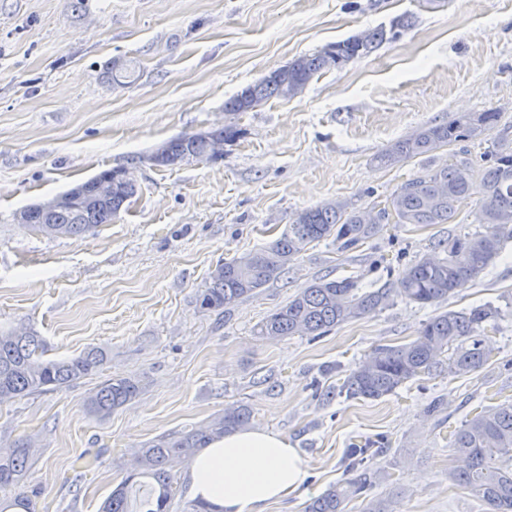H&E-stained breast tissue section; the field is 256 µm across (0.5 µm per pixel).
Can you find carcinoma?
I'll return each mask as SVG.
<instances>
[{"instance_id": "carcinoma-1", "label": "carcinoma", "mask_w": 512, "mask_h": 512, "mask_svg": "<svg viewBox=\"0 0 512 512\" xmlns=\"http://www.w3.org/2000/svg\"><path fill=\"white\" fill-rule=\"evenodd\" d=\"M408 14L395 18L389 31L374 29L336 42L312 54L299 56L270 72L262 80L238 91L224 104V111L249 112L263 102L290 100L324 71L370 55L387 39L407 30ZM112 80L130 78L126 62L113 58L106 64ZM500 113H454L441 123L428 124L399 139L377 156L382 165H393L432 153L458 142L486 140ZM240 130L226 125L209 132L184 133L160 147L151 157L159 167H175L190 159L211 161L214 145L234 141ZM112 177L106 189L101 184ZM483 190L481 207L487 231L454 239L443 253L426 254L405 265L392 283L364 288L354 276L320 278L300 288L288 302L262 319L254 335L266 339L288 336L317 338L336 327L384 307L397 297L421 306L448 300L476 282L512 240V147L493 143L477 165L464 152L455 153L443 167L430 169L402 183L389 197L378 218L372 212L351 208L341 201L326 202L295 215L269 245L216 266L198 295L200 307L230 312L277 279L306 247L333 238L349 250L376 235L382 224H450L473 185ZM137 180L126 167L103 170L72 188L71 204L53 213L32 205L26 226L44 236L69 237L93 233L130 202ZM499 308L491 304L448 310L422 325L417 336L398 346H379L350 370L336 393L351 399L379 400L395 393L405 382L431 374L447 361L448 374L460 376L478 371L489 360L483 336L496 326ZM447 355L441 359V355ZM102 354L89 350L66 359H47L42 343L25 330L0 336V402L57 389L96 372ZM138 386L130 378H106L87 402L89 412L106 415L130 401ZM245 405L224 408L205 425L186 433H168L145 444L126 477L104 500L101 512H132L129 493L150 478L153 486L139 512H168L173 496L167 466L174 458L191 457L216 438L250 423ZM454 466L449 475L457 484L481 499L489 512H512V402L477 412L452 433ZM366 448H353L347 458L351 477L311 498L305 512H344L345 504L360 500L363 512H388L372 495L381 473L365 464ZM30 462L29 448H0V488L18 485ZM0 512H33L24 494L0 500Z\"/></svg>"}]
</instances>
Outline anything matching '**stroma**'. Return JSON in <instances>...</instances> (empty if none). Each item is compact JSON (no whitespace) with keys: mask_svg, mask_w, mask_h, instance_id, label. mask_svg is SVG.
Segmentation results:
<instances>
[{"mask_svg":"<svg viewBox=\"0 0 512 512\" xmlns=\"http://www.w3.org/2000/svg\"><path fill=\"white\" fill-rule=\"evenodd\" d=\"M415 23L298 96L228 115L224 103L294 58L360 32ZM121 58L138 78L113 85ZM495 109L490 137L512 145V0H0V335L23 328L51 358L94 348L100 369L0 403V448L31 446L21 492L34 512H99L144 445L230 405L304 455L301 492L266 512H304L347 476L348 448L374 443L373 490L390 512H488L454 486L451 434L512 402V244L482 279L438 305L401 299L313 340L253 329L319 278L395 279L434 245L484 231L482 190L453 223L386 224L341 252L322 240L229 314L196 298L220 263L263 248L292 216L329 201L371 208L447 149L384 168L375 156L455 112ZM234 123L216 161L175 169L149 155L171 138ZM132 168L138 193L96 234L49 238L17 213L101 170ZM491 303L502 315L479 371H441L379 400L332 387L380 345L412 340L442 311ZM138 393L111 414L86 403L108 377Z\"/></svg>","mask_w":512,"mask_h":512,"instance_id":"obj_1","label":"stroma"}]
</instances>
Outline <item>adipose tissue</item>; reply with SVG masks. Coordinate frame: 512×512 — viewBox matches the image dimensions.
<instances>
[{
    "instance_id": "ef3b65f1",
    "label": "adipose tissue",
    "mask_w": 512,
    "mask_h": 512,
    "mask_svg": "<svg viewBox=\"0 0 512 512\" xmlns=\"http://www.w3.org/2000/svg\"><path fill=\"white\" fill-rule=\"evenodd\" d=\"M305 458L288 438L263 429L225 434L195 456L190 493L211 512H263L305 483Z\"/></svg>"
}]
</instances>
